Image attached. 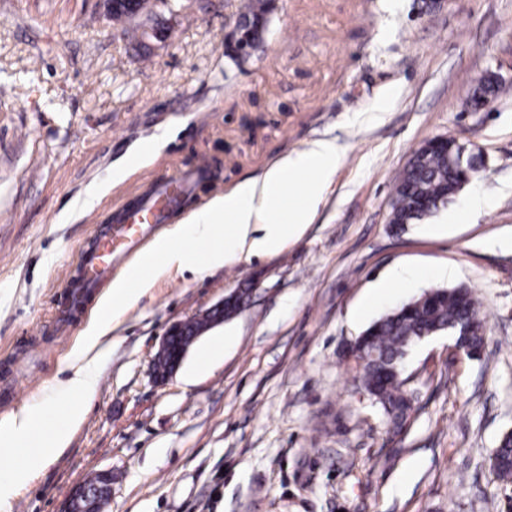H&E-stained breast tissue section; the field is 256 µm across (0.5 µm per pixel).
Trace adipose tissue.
Wrapping results in <instances>:
<instances>
[{
    "instance_id": "obj_1",
    "label": "adipose tissue",
    "mask_w": 512,
    "mask_h": 512,
    "mask_svg": "<svg viewBox=\"0 0 512 512\" xmlns=\"http://www.w3.org/2000/svg\"><path fill=\"white\" fill-rule=\"evenodd\" d=\"M341 161L335 141L310 142L262 176L241 181L232 193L194 212L190 223L173 225L112 282L102 304L103 312L86 330L83 348L62 387L70 401L66 422L38 448L36 457L26 459L11 480L0 482V512L40 461L68 446L73 430L83 421L97 392L96 368L106 353L102 341L123 311L147 292L156 266L214 269L239 254L268 255L280 251L288 242L300 238L311 224ZM291 175L299 179V201L293 205L286 204L284 191ZM208 240L213 241V248L206 255H198L195 243ZM55 405L51 399L40 410L24 408L0 421V446L11 447L32 437L43 413Z\"/></svg>"
}]
</instances>
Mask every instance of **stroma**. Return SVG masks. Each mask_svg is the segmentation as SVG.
<instances>
[{
    "mask_svg": "<svg viewBox=\"0 0 512 512\" xmlns=\"http://www.w3.org/2000/svg\"><path fill=\"white\" fill-rule=\"evenodd\" d=\"M273 0L262 48L227 55L240 0H151L123 37L104 0H0V420L59 396L100 298L57 300L122 203L209 163L173 223L315 139L342 163L303 236L202 273L161 269L112 326L70 444L8 512H63L112 473L104 512H506L489 458L512 433V0ZM503 88L465 102L487 72ZM481 149L456 200L398 230L395 179L427 140ZM422 273L379 304L376 285ZM450 270V278L434 270ZM471 288L479 357L409 352L410 423L388 431L345 355L433 288ZM236 290L243 307L156 381L168 328Z\"/></svg>",
    "mask_w": 512,
    "mask_h": 512,
    "instance_id": "35a3bbf8",
    "label": "stroma"
}]
</instances>
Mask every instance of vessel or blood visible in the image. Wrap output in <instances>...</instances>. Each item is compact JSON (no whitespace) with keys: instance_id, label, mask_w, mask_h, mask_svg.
<instances>
[{"instance_id":"vessel-or-blood-1","label":"vessel or blood","mask_w":512,"mask_h":512,"mask_svg":"<svg viewBox=\"0 0 512 512\" xmlns=\"http://www.w3.org/2000/svg\"><path fill=\"white\" fill-rule=\"evenodd\" d=\"M207 175L206 163L159 181L151 196L114 212V229L96 235L79 266V286L93 292L112 277L113 264L128 254L148 235L153 224L173 215L180 207L185 191Z\"/></svg>"}]
</instances>
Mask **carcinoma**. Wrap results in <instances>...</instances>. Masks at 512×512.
I'll return each instance as SVG.
<instances>
[{"label": "carcinoma", "instance_id": "obj_1", "mask_svg": "<svg viewBox=\"0 0 512 512\" xmlns=\"http://www.w3.org/2000/svg\"><path fill=\"white\" fill-rule=\"evenodd\" d=\"M271 10V0H244L241 5L239 15L249 21L251 47L264 41ZM499 89L500 82L488 79L474 89L466 104L476 110ZM468 167V158H460L452 139L424 142L396 178L390 223L415 224L453 202L465 185L464 169ZM460 322L471 325L468 346L482 350L485 326L474 292L462 286L435 288L373 322L350 348L353 385L381 406L394 432H400L410 417L413 393L406 388V379L392 372V366L401 363L417 342ZM495 457L497 476L506 482L512 480L511 437L500 440Z\"/></svg>", "mask_w": 512, "mask_h": 512}]
</instances>
